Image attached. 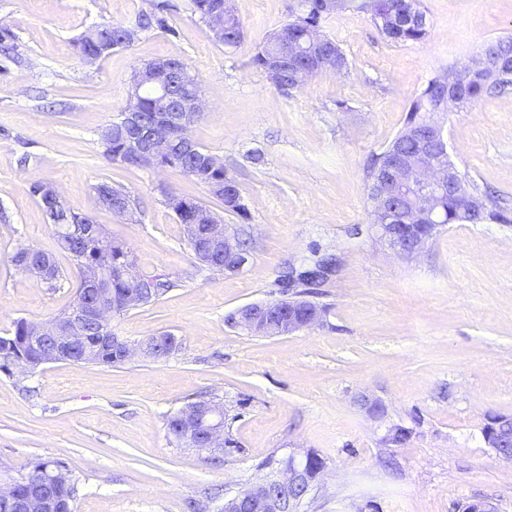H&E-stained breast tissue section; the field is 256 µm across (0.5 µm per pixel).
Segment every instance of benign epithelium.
I'll list each match as a JSON object with an SVG mask.
<instances>
[{"label":"benign epithelium","mask_w":512,"mask_h":512,"mask_svg":"<svg viewBox=\"0 0 512 512\" xmlns=\"http://www.w3.org/2000/svg\"><path fill=\"white\" fill-rule=\"evenodd\" d=\"M311 60V68L297 72L299 79L290 87L281 85V69L292 64L296 50L292 49L282 58L271 62L267 75L282 89H298L305 81L317 73L333 67V55L321 54L308 49L303 50ZM489 56H496L494 45L486 46L481 53L471 59L463 68L457 70L448 80V101L460 91L463 84L461 75L464 70L483 64ZM170 70L166 61H158L151 67V76L143 81L156 89V100L161 112H170L172 116L156 124L147 136L146 143L135 148V158L140 167H160L161 158L167 154L171 143L170 135L181 137L183 145L194 146L189 131L193 121L199 119L206 110L205 100L200 90L187 94L174 95L163 86L158 78ZM122 122L129 126L139 124L138 92L130 94L123 109ZM447 142L443 126L435 120L434 113H429L421 124V130L410 149L401 159L394 161L385 175L374 179L371 192L375 196L374 211L380 214L390 204L393 191L403 185L407 187L414 199V205L402 217L400 224L374 223L381 237L386 239L398 253L411 256L420 250V246L442 225L437 223L436 200L445 185L456 189L459 211L470 223L482 221L485 203L479 197L461 188L462 178L458 169L447 165ZM426 221L430 225L431 235L422 237L417 233V225ZM207 235L211 243L224 245L226 264L224 272L236 273L242 269L246 260L239 256L238 238L229 234L224 228L223 219L210 215ZM333 272V264L327 260L322 268L313 273L306 268L288 272L286 288L293 289L300 285L308 286L319 283ZM119 275L133 289L125 298V307L140 304L146 291L142 290L146 279L136 270L135 265L127 264L119 269ZM307 303L305 299L284 298L272 303L252 304L243 307L232 316L230 324L263 336L288 335L310 329L322 322V314L312 309L308 312L298 311V307ZM112 315V308L85 302H77L68 312L67 320L72 325L71 332L60 334L56 328H46L42 334L30 337L33 345L52 353L51 361L74 353L80 347H89L84 336V324L87 319L95 317L101 324H107ZM112 345L121 350L125 359L143 356L152 351L151 342H129L125 338L112 334ZM172 433L181 441L190 445H201L206 451L220 450L224 447V416L220 405L205 402L179 409L173 419ZM484 439L502 459L512 462V416L497 415L484 428ZM325 469L323 460L313 452L302 455L292 454L276 474L266 477L245 491L224 502V512H298L302 502L307 498L314 477ZM0 502L13 503L20 512H72L71 504H64L59 511L48 499L38 496L21 498L17 495V480L6 478L0 481Z\"/></svg>","instance_id":"obj_1"}]
</instances>
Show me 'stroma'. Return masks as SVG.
Returning <instances> with one entry per match:
<instances>
[{
    "instance_id": "1",
    "label": "stroma",
    "mask_w": 512,
    "mask_h": 512,
    "mask_svg": "<svg viewBox=\"0 0 512 512\" xmlns=\"http://www.w3.org/2000/svg\"><path fill=\"white\" fill-rule=\"evenodd\" d=\"M233 3L244 24L236 48L213 39L192 0H0V336L20 320L46 322L75 296L71 258L30 191L43 182L125 242L141 274L176 283L114 317V332L180 343L112 367L0 372V464L17 475L40 459L64 462L78 480L74 512H222L269 461L311 451L326 470L299 512H457L479 500L512 512V464L483 437L492 417L512 414V222L449 224L405 257L371 226L367 177L431 79L512 37V0H421L428 33L406 43L367 13L336 12L323 30L348 70L289 92L253 56L289 21L291 0ZM146 15L154 25L129 48L92 63L76 54L90 28ZM159 58L197 75L207 110L190 136L236 179L248 222L179 169L104 157L100 131L125 107L135 72ZM443 122L467 189L512 215V86ZM100 182L138 197L139 221L100 207ZM168 192L246 228L242 271L214 273L196 259ZM22 245L53 256L56 289L16 270ZM322 255L336 271L309 290L326 307L321 325L259 336L227 323L282 298L280 275ZM198 399L223 404L231 447L171 442L167 418ZM397 426L411 432L401 445L386 440Z\"/></svg>"
}]
</instances>
